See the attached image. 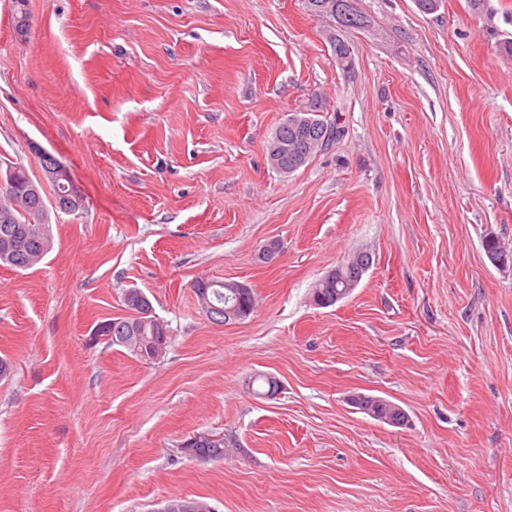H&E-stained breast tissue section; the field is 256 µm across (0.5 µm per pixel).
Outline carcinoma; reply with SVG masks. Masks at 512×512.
Listing matches in <instances>:
<instances>
[{"label": "carcinoma", "instance_id": "1", "mask_svg": "<svg viewBox=\"0 0 512 512\" xmlns=\"http://www.w3.org/2000/svg\"><path fill=\"white\" fill-rule=\"evenodd\" d=\"M339 0H303L309 15L329 20L326 40L331 46L336 63L349 70L353 67L352 48L344 37L349 30L363 29L369 23L359 8L344 13L338 9ZM320 107L312 102L308 106L291 113L274 131L271 140L287 145L285 153L268 156L271 166L279 172H288L291 157L303 155L311 159L317 148L327 147L341 136L340 127L335 122L318 119L307 122V113L317 112ZM6 177L0 178V233L3 229L19 230L24 238L20 249L12 254L0 255V264L17 271H26L38 265L52 248L49 232L50 209L45 203L42 191H33L34 181L21 166H9ZM372 258L364 252H356L349 260L326 272L312 287L311 297L314 303L329 302L334 305L337 297H345L356 288V280L361 272V263ZM140 290L131 288L124 295L128 309L136 315L111 319L99 325L97 336H105L113 344L123 347L140 360L152 358L147 344L160 336H168L166 324L153 313L152 303L139 298ZM207 298L212 309H199L214 324L225 321L224 310L235 305L246 314L254 312L256 298L253 290L243 291L236 282H224L208 289ZM357 407L379 421L393 416L394 409L390 401L380 397L359 395Z\"/></svg>", "mask_w": 512, "mask_h": 512}]
</instances>
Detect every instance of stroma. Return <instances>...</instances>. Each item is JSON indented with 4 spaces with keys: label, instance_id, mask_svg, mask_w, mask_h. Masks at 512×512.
I'll return each instance as SVG.
<instances>
[{
    "label": "stroma",
    "instance_id": "obj_1",
    "mask_svg": "<svg viewBox=\"0 0 512 512\" xmlns=\"http://www.w3.org/2000/svg\"><path fill=\"white\" fill-rule=\"evenodd\" d=\"M358 6L346 72L302 0H27L23 29L0 0V173L52 200L48 153L85 200L39 265H0V512H512V264L485 250L512 251V0ZM314 101L342 136L272 169ZM201 278L255 312L211 323ZM132 288L169 329L151 362L94 335ZM204 435L231 453L195 458ZM349 261H352L351 265H349ZM363 261L369 263L372 262V258L367 253L356 252L336 268L327 271L312 287L311 297L313 302L321 307H328L350 295L357 287L355 283L361 272ZM336 295H340V297L336 299ZM320 301H328L329 304L321 305ZM359 396V402L356 406L363 410L365 413L370 415L372 418L386 422L388 417H393L394 409L392 402L382 399L380 397H373L367 395H357Z\"/></svg>",
    "mask_w": 512,
    "mask_h": 512
}]
</instances>
